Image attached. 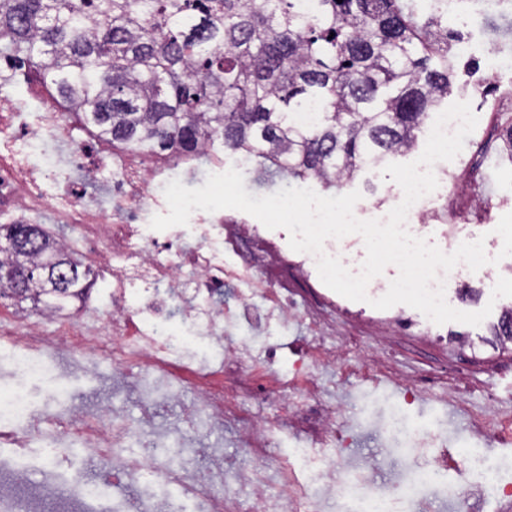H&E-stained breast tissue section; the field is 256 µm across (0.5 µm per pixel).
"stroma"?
<instances>
[{
	"instance_id": "obj_1",
	"label": "stroma",
	"mask_w": 512,
	"mask_h": 512,
	"mask_svg": "<svg viewBox=\"0 0 512 512\" xmlns=\"http://www.w3.org/2000/svg\"><path fill=\"white\" fill-rule=\"evenodd\" d=\"M473 3L475 19L455 15L449 20L458 35L475 34L471 53L453 60L454 92L449 100L469 102L478 123L466 153L446 167L479 184L480 190L451 193L445 222L456 227L459 238L482 235L486 253L499 261L493 275L456 279V292L448 303L470 312L487 307L490 315L477 326L448 323L443 338L418 312H411L409 321L398 322L394 309L379 310L349 300L324 285L312 267H299L286 230H270L245 212L225 210V223L252 230L253 250L287 254V274L272 269L268 276L287 277L294 315L287 324L274 320L268 324L280 345L272 360L262 338L251 336L248 328L240 329V336L250 340L254 367L249 371L224 360L220 348L203 347L178 317L166 316L170 335L185 344L171 374L184 380L186 388L181 404L159 405L153 431L178 428L182 404L194 399L197 375L207 374L209 384L223 387L235 405L223 428L199 431L196 445L223 449L225 469H243L249 463L242 450L243 427L274 413L255 391L277 390L279 377L286 375L296 380L299 391L282 413L285 428L271 453L288 459L291 476L311 471L320 475L333 466L362 485L387 488L444 464L447 473L417 497L414 512H455L460 497L466 499L469 512H505L512 502V347L496 343L491 330L502 312L512 308V297L495 300L491 293L498 277L507 276L512 265V257L500 255L503 241L496 231L501 217L512 213V161L500 152H486L484 142L500 135L504 122L512 117L492 109L497 98L512 94V69L488 75L485 59L494 50L512 56V9H499L496 0ZM345 190L360 192L363 201L385 210L400 187L390 175L373 169ZM315 321L322 323L328 342L342 348L343 356L336 363L312 361L309 349ZM110 358V353H103L98 366L81 370L58 360L46 376L22 382L9 367L0 366V389L23 384L37 410L62 409L72 402L95 410L113 403L126 425L138 428L141 389L131 382L120 396H113L116 379ZM325 408L336 409L340 419L332 459L312 446L320 427L319 412ZM490 461L500 463L497 478L507 484V491H492L484 472Z\"/></svg>"
}]
</instances>
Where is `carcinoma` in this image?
I'll return each instance as SVG.
<instances>
[{"label": "carcinoma", "mask_w": 512, "mask_h": 512, "mask_svg": "<svg viewBox=\"0 0 512 512\" xmlns=\"http://www.w3.org/2000/svg\"><path fill=\"white\" fill-rule=\"evenodd\" d=\"M0 0V60L69 100L77 128L121 149L171 157L215 138L262 173L340 188L417 144L453 92L448 15L438 0ZM323 106L303 128L291 115ZM23 239L0 268L31 277L43 314L84 300L90 270L40 224H0Z\"/></svg>", "instance_id": "carcinoma-1"}]
</instances>
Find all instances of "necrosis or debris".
I'll list each match as a JSON object with an SVG mask.
<instances>
[{"label":"necrosis or debris","mask_w":512,"mask_h":512,"mask_svg":"<svg viewBox=\"0 0 512 512\" xmlns=\"http://www.w3.org/2000/svg\"><path fill=\"white\" fill-rule=\"evenodd\" d=\"M34 92L43 110L31 122L19 119L11 98H0V221L23 224L28 214L50 211L55 220L70 225L65 240L69 247L84 244L88 226H96L109 242L99 251L96 266L112 280L113 311L107 323L93 327L67 321L66 311H58L55 336L42 335L37 322H18L0 333V363H9L13 373L23 377L38 378L49 370L45 351L59 355L73 349L94 350L108 341L118 378H126V367L132 363L147 369L165 365L183 353L182 345L149 319L167 297L183 301L184 320L204 346L220 347L225 360L249 367V348L224 335L227 314L217 295L230 282H261L265 312L287 320V289L265 283L268 258L257 254L241 260L235 269L225 268L224 247L241 228L225 223L220 213L206 234L187 248L159 241L147 229L138 228L142 212L163 199L168 175L157 169L154 158L113 154L109 141L94 136L71 145L68 158H61L53 145L66 131L71 108L47 86H36ZM67 160L81 165L91 179L101 163L113 162L110 187L117 209L112 216L90 205L83 181H68L63 192L48 193L45 177L61 176ZM42 422L22 386L0 394V445L21 456L29 433L40 432L38 468L45 477L42 484H30L25 469L0 460V512H37L39 503L47 500L56 512H185L189 502L197 512H224V495L219 491L226 480L223 452L194 447L189 433L175 437L164 433L139 453L125 454L121 448L126 436L110 413L83 411L77 428L62 422L45 433L40 430ZM272 429L269 422L245 427L243 437L255 461L246 480L257 490L254 512H292L296 494L289 487L272 495L264 491L265 470L288 469L287 461L264 453ZM73 432L84 444L87 466L64 481H54ZM326 490L342 497L358 496L361 512H410L417 486L396 484L381 490L357 486L341 476L330 478Z\"/></svg>","instance_id":"4bbe7bcc"}]
</instances>
